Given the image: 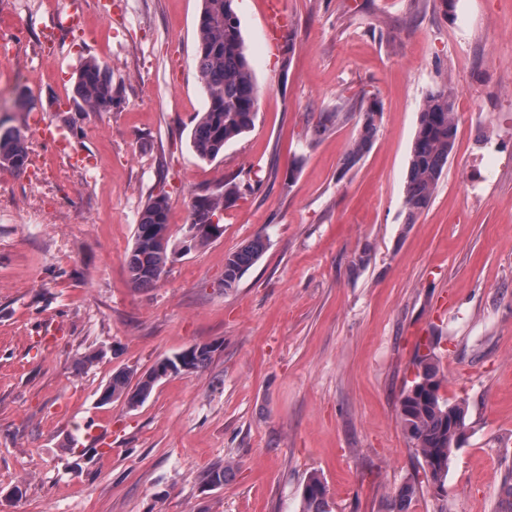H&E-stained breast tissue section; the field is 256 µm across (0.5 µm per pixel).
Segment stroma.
I'll use <instances>...</instances> for the list:
<instances>
[{"label":"stroma","instance_id":"obj_1","mask_svg":"<svg viewBox=\"0 0 512 512\" xmlns=\"http://www.w3.org/2000/svg\"><path fill=\"white\" fill-rule=\"evenodd\" d=\"M263 0L235 10L259 90L253 128L215 161L191 146L206 107L195 63L202 0H84L82 33L45 47L68 0H0V124L32 163L0 168V512H299L310 474L332 512H502L512 476V0H284L290 58L271 53ZM116 101L73 94L87 59ZM449 85L455 149L427 210L403 208L429 90ZM377 99L354 167L347 119ZM63 128L86 165L52 147ZM229 177L224 232L183 249L195 197ZM169 197L174 253L155 287L125 256L151 196ZM267 247L233 288L228 255ZM436 337L441 392L467 434L435 491L399 418L419 344ZM198 344L208 367L159 382L137 408L103 404L115 371ZM233 462L223 486L206 472Z\"/></svg>","mask_w":512,"mask_h":512}]
</instances>
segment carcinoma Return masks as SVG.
<instances>
[{"mask_svg": "<svg viewBox=\"0 0 512 512\" xmlns=\"http://www.w3.org/2000/svg\"><path fill=\"white\" fill-rule=\"evenodd\" d=\"M235 0H203L197 25L196 68L207 98L206 111L195 119L191 144L202 160H214L224 146L250 131L258 111L259 91L246 54L240 20L234 9ZM76 97L94 112H109L115 101L109 69L95 59L87 60L75 78ZM382 112L379 101L372 98L358 112V133L348 148L344 168L354 166L371 148L377 131V118ZM347 116L345 112L318 113L313 130L318 137L331 132L335 123ZM457 133L454 97L449 88L437 87L425 96L419 112L407 178L404 208L408 223L425 211L448 165ZM29 161L25 135L19 128L0 127V168L20 171ZM242 195V186L226 178L217 192L196 198L191 205L188 225V248L202 247L222 235V226L206 232L202 227L213 223V217L235 203ZM168 223L167 196L150 197L139 214L133 244L126 255L130 283L135 288H152L161 278L158 269L167 266L172 255L171 241L161 244L155 239V227ZM264 239L251 240L230 254L224 264V289L233 288L244 271L263 254ZM426 352L416 353L417 374L403 393L399 416L412 448L433 477L444 485L448 463L460 448L467 433L468 408L463 403H450L440 393L442 379L437 366L436 343L424 344ZM215 347L195 345L181 353L182 365L176 358L168 359L177 373H197L207 368ZM134 372L119 370L112 374L101 392V401L108 404L122 400L135 407L152 394L159 379L143 374L132 382ZM417 491L416 485H403L392 500L390 512H405V504ZM300 512H330L327 489L320 477L309 476L301 492Z\"/></svg>", "mask_w": 512, "mask_h": 512, "instance_id": "1", "label": "carcinoma"}]
</instances>
